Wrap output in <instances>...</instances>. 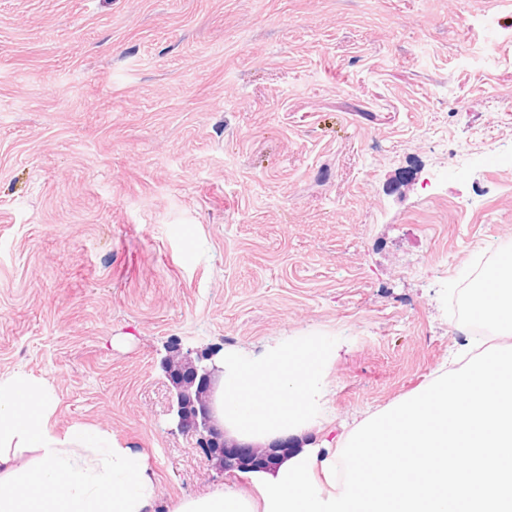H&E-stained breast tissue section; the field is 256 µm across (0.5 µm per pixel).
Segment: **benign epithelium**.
I'll return each mask as SVG.
<instances>
[{"instance_id": "1", "label": "benign epithelium", "mask_w": 512, "mask_h": 512, "mask_svg": "<svg viewBox=\"0 0 512 512\" xmlns=\"http://www.w3.org/2000/svg\"><path fill=\"white\" fill-rule=\"evenodd\" d=\"M171 383L169 411L175 431L197 437L206 458L220 468L271 472L288 448V439L277 438L266 446L227 437L217 414L216 374L220 371L212 353L171 351L160 361Z\"/></svg>"}]
</instances>
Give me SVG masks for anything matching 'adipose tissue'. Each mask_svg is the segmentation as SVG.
<instances>
[{"label":"adipose tissue","instance_id":"1","mask_svg":"<svg viewBox=\"0 0 512 512\" xmlns=\"http://www.w3.org/2000/svg\"><path fill=\"white\" fill-rule=\"evenodd\" d=\"M478 317L512 332V258L483 274ZM319 344L282 343L260 360L224 363L218 415L238 434L267 439L299 432L322 398ZM50 387L25 374L0 379V451L36 454L33 469L0 476V512H147L155 489L145 457L104 432L75 427L57 436Z\"/></svg>","mask_w":512,"mask_h":512}]
</instances>
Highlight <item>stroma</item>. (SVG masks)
I'll return each instance as SVG.
<instances>
[{"mask_svg":"<svg viewBox=\"0 0 512 512\" xmlns=\"http://www.w3.org/2000/svg\"><path fill=\"white\" fill-rule=\"evenodd\" d=\"M512 253V0H0V378L149 458L150 512L248 473L173 433L170 350L330 349L293 451L459 366Z\"/></svg>","mask_w":512,"mask_h":512,"instance_id":"1","label":"stroma"}]
</instances>
